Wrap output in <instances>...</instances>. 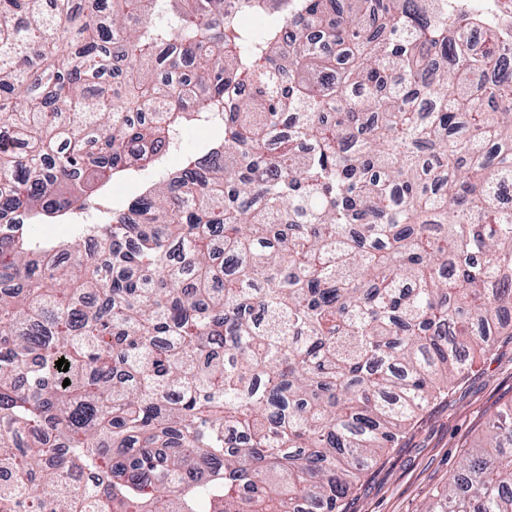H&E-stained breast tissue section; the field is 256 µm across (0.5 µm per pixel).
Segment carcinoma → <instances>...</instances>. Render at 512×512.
I'll use <instances>...</instances> for the list:
<instances>
[{"label": "carcinoma", "mask_w": 512, "mask_h": 512, "mask_svg": "<svg viewBox=\"0 0 512 512\" xmlns=\"http://www.w3.org/2000/svg\"><path fill=\"white\" fill-rule=\"evenodd\" d=\"M49 2L0 0V512H339L512 336V9ZM421 512H512V407Z\"/></svg>", "instance_id": "cac0c4a2"}]
</instances>
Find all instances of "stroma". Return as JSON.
I'll return each instance as SVG.
<instances>
[{"label": "stroma", "instance_id": "35a3bbf8", "mask_svg": "<svg viewBox=\"0 0 512 512\" xmlns=\"http://www.w3.org/2000/svg\"><path fill=\"white\" fill-rule=\"evenodd\" d=\"M512 405V338L499 337L447 397L427 407L398 447L370 467L342 512H420L447 484L460 454L484 442L488 422Z\"/></svg>", "mask_w": 512, "mask_h": 512}]
</instances>
